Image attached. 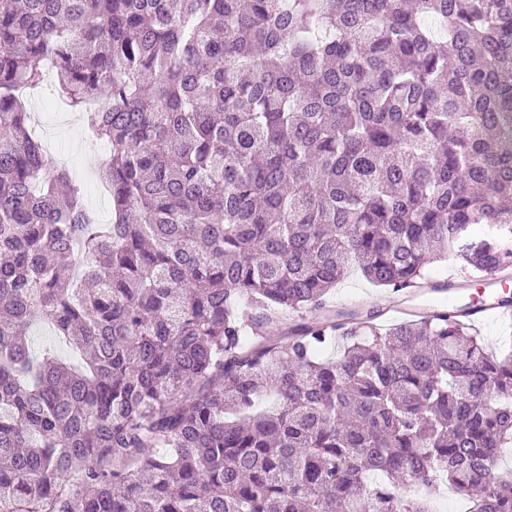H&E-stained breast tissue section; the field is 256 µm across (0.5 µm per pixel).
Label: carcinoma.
I'll list each match as a JSON object with an SVG mask.
<instances>
[{"mask_svg": "<svg viewBox=\"0 0 512 512\" xmlns=\"http://www.w3.org/2000/svg\"><path fill=\"white\" fill-rule=\"evenodd\" d=\"M448 258L512 267V0H0V512H512L511 353L446 310L266 331ZM35 91L38 93L31 94L26 100L29 112L39 113L42 129L36 125V134L48 150L51 148L56 153L70 158V165L67 166L83 183L87 201L93 207H97L106 220L110 219L108 197L99 200L93 186L99 184L95 180V172L108 160L110 152L101 153L98 149L101 142L95 140L97 143H94L88 140L90 130L84 124L82 116L78 112H72L70 107L62 102L64 99L57 98L53 83H44L42 88ZM44 98L55 100L47 105ZM30 340L32 341L36 351L42 353L44 350H52L58 356H61L69 361L78 362L79 358L74 354L63 342L58 340L56 336L44 327L33 328L30 331ZM435 512H465L468 509V502L459 495L452 492L446 484H440L433 497Z\"/></svg>", "mask_w": 512, "mask_h": 512, "instance_id": "1", "label": "carcinoma"}]
</instances>
